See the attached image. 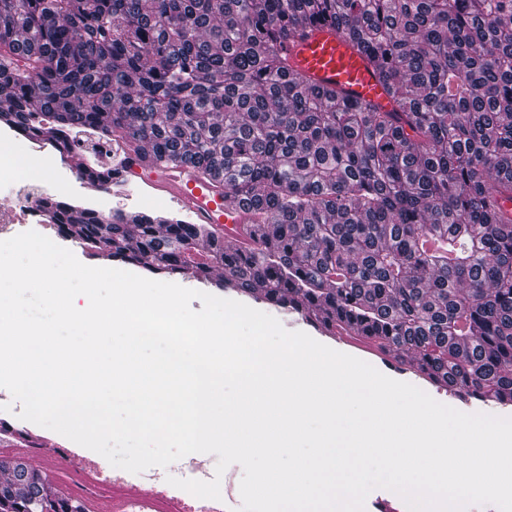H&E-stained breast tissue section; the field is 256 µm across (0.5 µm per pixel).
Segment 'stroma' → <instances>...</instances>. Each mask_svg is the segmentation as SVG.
<instances>
[{"mask_svg":"<svg viewBox=\"0 0 512 512\" xmlns=\"http://www.w3.org/2000/svg\"><path fill=\"white\" fill-rule=\"evenodd\" d=\"M90 151L77 150L63 155L49 146L37 144L25 137H18L17 146L9 155L8 161H0V204L10 203L16 192L24 184H38L41 190L65 201H78L84 206L108 215L119 210L125 213L165 211L174 213L178 207L170 199L160 196L155 190L143 183L106 185L101 189H87L79 175L83 165L93 162ZM35 229L53 242L69 249L79 261L96 267H122L123 262L114 258L109 248H85L78 241L60 236L56 229L40 222L35 226L28 224H7L0 227V240ZM161 281L173 282L181 286L203 291L221 298L236 300L252 308L275 317L289 331H302L320 343H327L323 335L303 316L294 310H284L266 303L260 295L234 291L224 286L223 270H216L211 281L198 282L184 273H164ZM387 376L407 382L422 389L436 401L465 413H488L502 417L512 416V409L502 408L493 402L476 399L462 401L448 390L439 388L429 381L416 377L401 367L387 369ZM20 403L13 401L8 390L0 388V440L20 437L33 441L38 453L50 454L69 449L77 452L82 468L100 474H108L111 466L101 455L67 439L50 429L20 419Z\"/></svg>","mask_w":512,"mask_h":512,"instance_id":"obj_1","label":"stroma"}]
</instances>
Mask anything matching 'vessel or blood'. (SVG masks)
Instances as JSON below:
<instances>
[{
    "mask_svg": "<svg viewBox=\"0 0 512 512\" xmlns=\"http://www.w3.org/2000/svg\"><path fill=\"white\" fill-rule=\"evenodd\" d=\"M283 53L291 72L313 86L377 104L390 112L397 108L395 101L384 92L366 58L334 31L316 26L299 30L285 44ZM125 173L141 179L161 195L176 200L192 214L195 223L210 225L225 240L237 241L238 235L232 227L244 222V210L237 202L225 198L222 174L204 176L190 165L162 166L134 150L126 155ZM335 341L342 348H354L385 362L393 359L387 349L346 335L341 330L337 331ZM78 463L79 458L75 455L65 460L48 454L41 457L37 468L55 492L67 494L71 487L64 480L63 472ZM127 502L126 492L118 490L104 498L86 495L83 508L85 512H126Z\"/></svg>",
    "mask_w": 512,
    "mask_h": 512,
    "instance_id": "obj_1",
    "label": "vessel or blood"
}]
</instances>
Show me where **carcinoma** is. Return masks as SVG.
<instances>
[{
    "label": "carcinoma",
    "instance_id": "cac0c4a2",
    "mask_svg": "<svg viewBox=\"0 0 512 512\" xmlns=\"http://www.w3.org/2000/svg\"><path fill=\"white\" fill-rule=\"evenodd\" d=\"M327 25L400 111L289 72ZM0 120L224 175L246 240L45 196L58 233L152 273L260 292L326 336H377L459 398L512 406V0H0ZM82 179L112 182L85 165ZM209 261L194 262L198 243ZM0 512H83L22 467Z\"/></svg>",
    "mask_w": 512,
    "mask_h": 512
}]
</instances>
